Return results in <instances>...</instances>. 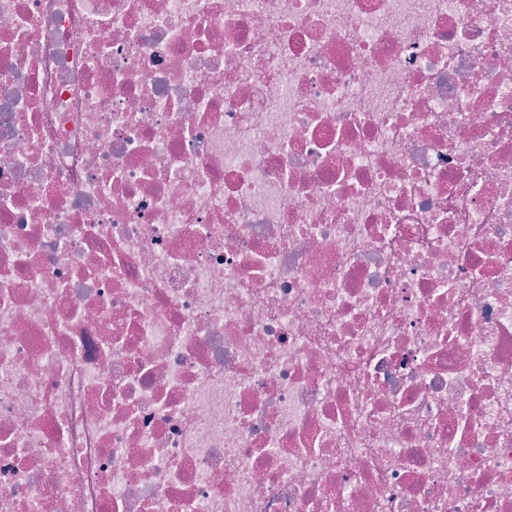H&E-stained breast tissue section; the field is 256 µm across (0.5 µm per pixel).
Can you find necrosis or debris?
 Segmentation results:
<instances>
[{"label":"necrosis or debris","instance_id":"1","mask_svg":"<svg viewBox=\"0 0 512 512\" xmlns=\"http://www.w3.org/2000/svg\"><path fill=\"white\" fill-rule=\"evenodd\" d=\"M0 512H512V0H0Z\"/></svg>","mask_w":512,"mask_h":512}]
</instances>
